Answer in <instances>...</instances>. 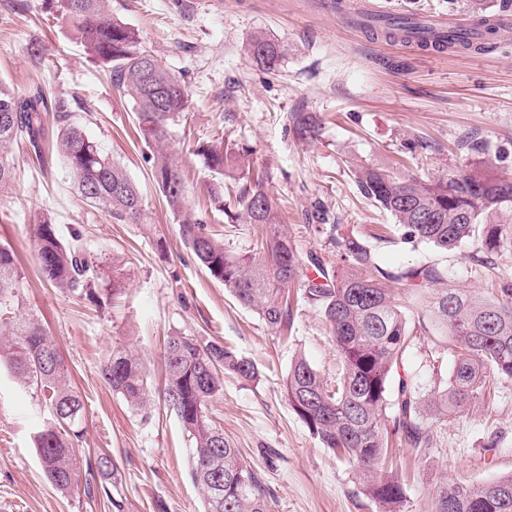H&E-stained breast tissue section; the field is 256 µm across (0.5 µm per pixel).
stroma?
Wrapping results in <instances>:
<instances>
[{"instance_id": "obj_1", "label": "stroma", "mask_w": 512, "mask_h": 512, "mask_svg": "<svg viewBox=\"0 0 512 512\" xmlns=\"http://www.w3.org/2000/svg\"><path fill=\"white\" fill-rule=\"evenodd\" d=\"M108 3L144 49L185 78L188 108L167 151L182 164L190 206L206 204L212 179L195 149L220 132L246 149L251 166L270 174L271 196L300 258L314 253L335 262V236L355 235L389 270L439 260L456 287L476 292L512 279V251L494 257L485 275L475 270V242L446 253L404 242L389 214L359 194L351 173L352 163L365 162L435 180L474 159L471 145L482 141L498 151L499 171L512 176V28L486 48L448 53L390 42L344 19L361 6L468 22L475 8L495 12V0ZM260 30L284 50L271 71L244 51ZM0 83L18 96L40 87L48 97L76 99L77 120L143 194L142 223L119 224L74 191L55 149L45 147L39 157L22 142L7 149L14 176L0 189V244L11 247L24 270L23 308L48 324L84 403L79 453H111L127 512H156L159 501L168 512H204L188 476L181 424L162 399L164 340L175 331L231 347L255 365V380L225 376L207 414L261 480L270 512H378L357 470L323 448L284 397L283 378L297 354L328 386L341 377L320 312L291 288L292 332L283 340L209 276L153 180L154 152L137 132L131 100L115 90L109 72L91 64L46 0H0ZM301 109L317 115V138L303 140L289 129L287 113ZM319 204L330 224L306 222L305 211ZM44 213L61 237L80 229L104 269L121 265L123 292L114 307L99 309L42 280L32 226ZM206 221L235 252L252 249L260 236L257 225L228 222L216 210ZM117 346L147 366L145 412H133L99 376ZM409 361L421 365L416 383L426 391L436 375H448L454 357L443 337L429 335ZM47 416L41 400L0 368V512H108L103 497H87L83 482L61 493L44 478L34 430ZM433 432L426 452L399 451L403 512H430L441 479L483 483L512 473V380L494 381L490 395L436 422Z\"/></svg>"}]
</instances>
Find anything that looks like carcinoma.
<instances>
[{
  "instance_id": "cac0c4a2",
  "label": "carcinoma",
  "mask_w": 512,
  "mask_h": 512,
  "mask_svg": "<svg viewBox=\"0 0 512 512\" xmlns=\"http://www.w3.org/2000/svg\"><path fill=\"white\" fill-rule=\"evenodd\" d=\"M59 11L88 49L91 62L108 71L115 89L133 101L145 142L166 143L188 107L183 81L140 46L135 32L105 9L104 0H59ZM371 31L408 44L420 36L421 25L390 16ZM245 50L267 68L275 67L283 55L280 45L262 32L249 37ZM49 110L55 120L51 128L43 116ZM289 122L304 138L315 137L319 130L310 112H293ZM46 137L55 141L83 200L104 207L118 223H140L138 185L75 121L70 100L49 99L40 90L18 97L0 85V149L27 141L37 151ZM488 150L487 144H476L483 158L429 183L383 165L358 164L355 184L363 198L392 217L407 242L447 252L475 239L479 252L496 255L512 246V177L498 173L484 158ZM196 154L212 173L210 203L233 222L242 218L260 225L262 234L247 252L226 249L188 208L178 162L160 152L153 177L184 240L211 277L281 334L291 325L288 286L301 283L302 298L318 308L334 338L343 372L331 389L306 357L298 355L284 379L285 399L323 447L357 465L364 493L379 505V512H402L406 495L389 460L391 439L428 448L433 423L481 395L489 376L512 379V282L482 296L453 287L448 270L434 262L386 270L355 236L336 238V264L316 257L304 265L283 231L267 174L251 168L219 138L197 146ZM226 179L237 183L235 194L224 195ZM33 237L40 272L53 287L100 308L121 293L117 266H112L108 288L80 230L64 240L44 214L33 225ZM21 279L15 253L0 245V328H8L0 332V366L48 408L50 418L37 428L34 440L45 479L65 493L78 476L83 402L67 383V369L48 327L33 312L16 314ZM389 281L406 285L408 292L387 287ZM422 288L433 291L432 300L427 318L414 324L406 314L409 291ZM430 324L451 337L455 361L449 379L435 382L423 395L413 384L415 369L408 357L414 340L429 333ZM163 368V400L189 441L188 474L203 492L204 512H269L260 479L206 413L208 402L223 389L224 375L251 380L254 365L217 342L175 332L167 336ZM100 377L129 408H145L147 381L138 357L112 349L100 365ZM86 467L88 496L102 492L111 512H126L112 456L100 452L86 459ZM431 512H512V474L485 483L443 480L433 489Z\"/></svg>"
}]
</instances>
